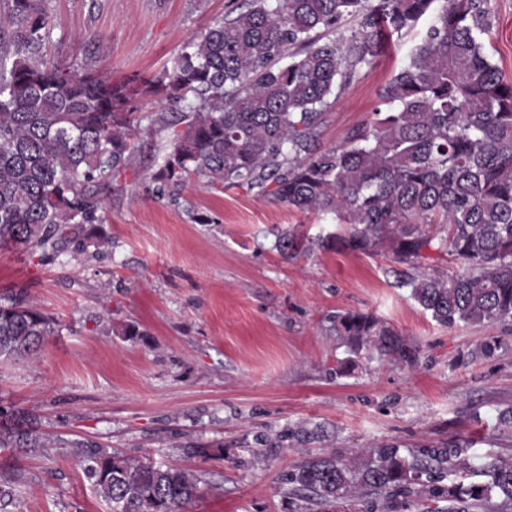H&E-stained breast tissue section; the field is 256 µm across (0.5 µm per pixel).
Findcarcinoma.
Wrapping results in <instances>:
<instances>
[{"label":"carcinoma","instance_id":"obj_1","mask_svg":"<svg viewBox=\"0 0 512 512\" xmlns=\"http://www.w3.org/2000/svg\"><path fill=\"white\" fill-rule=\"evenodd\" d=\"M492 0H248L190 38L162 74L114 81L91 68L48 63L44 0H6L0 11V246L56 257L109 243L105 196L122 188L137 101L180 107L153 174L177 194L192 177L215 190L254 191L306 215L331 214L336 231L315 240L277 236L284 256L315 249L384 255L409 266L401 286L445 327L512 319V82L485 52ZM425 22L405 64L387 81V108L342 144L316 145L323 112L375 65L384 42ZM436 254L460 271L424 267ZM58 321L24 290L0 301V359L29 358ZM349 371L367 353L415 366L419 349L385 320L359 311L333 318ZM488 336L470 352L491 356ZM288 426L256 444L320 438ZM32 409L0 407V452L37 454L61 444ZM110 512H190L201 478L130 458L98 441H66ZM453 438L406 453L394 444L341 458L309 457L282 480L288 512H504L512 457L477 464ZM0 481V512L14 502Z\"/></svg>","mask_w":512,"mask_h":512}]
</instances>
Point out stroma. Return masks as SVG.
I'll use <instances>...</instances> for the list:
<instances>
[{"label":"stroma","mask_w":512,"mask_h":512,"mask_svg":"<svg viewBox=\"0 0 512 512\" xmlns=\"http://www.w3.org/2000/svg\"><path fill=\"white\" fill-rule=\"evenodd\" d=\"M244 0H46L48 62L92 64L116 80L151 77ZM487 51L512 80V0H494ZM394 40L376 65L324 113L320 147L370 123L387 79L405 60ZM142 131L123 188L105 203L108 246L49 259L0 247V298L25 290L60 322L37 358L0 360V406L34 408L46 431L91 437L133 458L197 471L191 512H288L285 473L323 452L348 456L382 442L402 449L463 437L477 458L512 456V322L444 327L401 288L400 264L382 256L317 250L283 258L282 230L334 231L332 216L305 215L243 189L216 192L191 179L179 199L150 176L169 139L173 107L141 101ZM211 216L190 220L189 210ZM361 311L389 322L420 348L414 367L346 352L328 318ZM136 325L135 339L121 336ZM487 336L489 358L469 352ZM306 423L323 437L296 448H260L269 429ZM221 455L196 456L195 443ZM19 473L16 512H109L69 449L0 453V475Z\"/></svg>","instance_id":"35a3bbf8"}]
</instances>
